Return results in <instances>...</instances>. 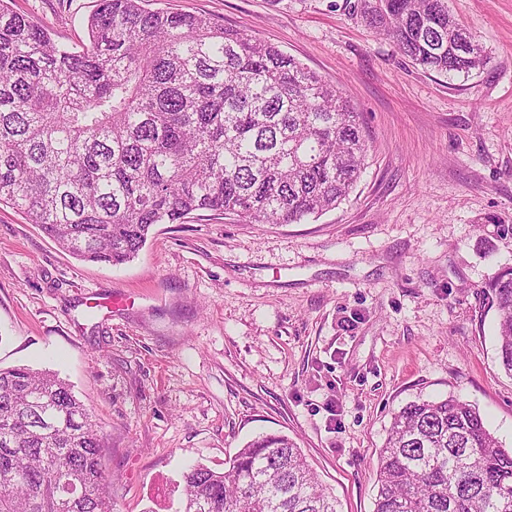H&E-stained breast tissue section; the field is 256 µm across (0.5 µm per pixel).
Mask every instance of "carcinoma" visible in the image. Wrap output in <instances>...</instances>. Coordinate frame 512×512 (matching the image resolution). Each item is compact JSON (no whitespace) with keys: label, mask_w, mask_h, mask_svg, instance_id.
Returning <instances> with one entry per match:
<instances>
[{"label":"carcinoma","mask_w":512,"mask_h":512,"mask_svg":"<svg viewBox=\"0 0 512 512\" xmlns=\"http://www.w3.org/2000/svg\"><path fill=\"white\" fill-rule=\"evenodd\" d=\"M424 71L490 62L448 0H343ZM360 113L277 46L203 14L97 0L78 50L0 0V205L81 261L122 265L199 211L298 224L336 207L367 158ZM484 294L512 374V268ZM100 426L51 371L0 368V512H113ZM373 512H512V450L450 395L393 413ZM181 512H336L288 437L183 474Z\"/></svg>","instance_id":"obj_1"}]
</instances>
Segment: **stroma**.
<instances>
[{
	"label": "stroma",
	"mask_w": 512,
	"mask_h": 512,
	"mask_svg": "<svg viewBox=\"0 0 512 512\" xmlns=\"http://www.w3.org/2000/svg\"><path fill=\"white\" fill-rule=\"evenodd\" d=\"M96 0H10L80 47ZM491 54L426 72L343 0H147L278 46L360 112L366 169L298 224H158L119 267L0 206V368L58 372L102 428L114 512H180L182 475L262 434L302 449L338 512H373L391 415L454 394L512 448V376L483 287L512 267V0H449Z\"/></svg>",
	"instance_id": "obj_1"
}]
</instances>
